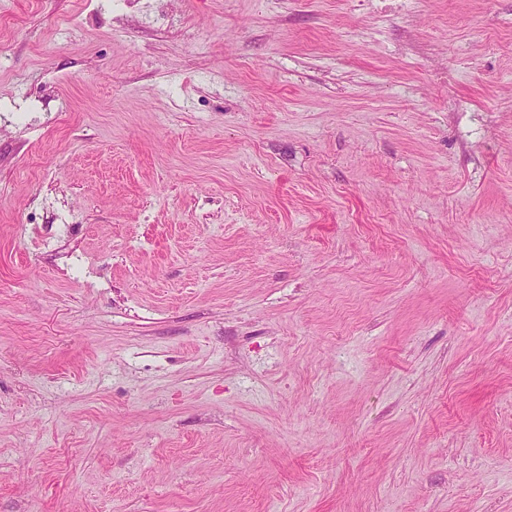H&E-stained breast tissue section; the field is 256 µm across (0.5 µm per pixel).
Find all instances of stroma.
<instances>
[{
  "label": "stroma",
  "instance_id": "stroma-1",
  "mask_svg": "<svg viewBox=\"0 0 512 512\" xmlns=\"http://www.w3.org/2000/svg\"><path fill=\"white\" fill-rule=\"evenodd\" d=\"M0 38V512H512V0Z\"/></svg>",
  "mask_w": 512,
  "mask_h": 512
}]
</instances>
